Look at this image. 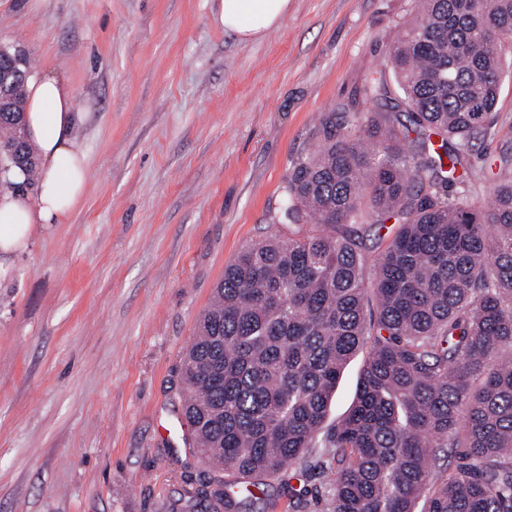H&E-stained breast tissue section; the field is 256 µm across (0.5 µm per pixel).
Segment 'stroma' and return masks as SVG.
<instances>
[{"instance_id": "35a3bbf8", "label": "stroma", "mask_w": 512, "mask_h": 512, "mask_svg": "<svg viewBox=\"0 0 512 512\" xmlns=\"http://www.w3.org/2000/svg\"><path fill=\"white\" fill-rule=\"evenodd\" d=\"M213 0H0V46L69 76L89 164L69 223L0 279V512H182L211 471L178 434L181 362L225 266L287 226L270 215L321 112L387 67L412 0H292L242 45ZM512 152V53L496 122L474 148L486 202ZM367 356L342 373L344 417ZM320 449L268 477L252 512H320Z\"/></svg>"}]
</instances>
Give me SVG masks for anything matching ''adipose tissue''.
Returning a JSON list of instances; mask_svg holds the SVG:
<instances>
[{
  "label": "adipose tissue",
  "mask_w": 512,
  "mask_h": 512,
  "mask_svg": "<svg viewBox=\"0 0 512 512\" xmlns=\"http://www.w3.org/2000/svg\"><path fill=\"white\" fill-rule=\"evenodd\" d=\"M291 0H217L213 17L239 43L260 41L279 29ZM25 124L39 163V179L25 187L14 168L0 177V274L12 257L28 250L43 227L67 223L89 181L86 155L76 146L84 119L75 109V90L61 70L35 72L26 81Z\"/></svg>",
  "instance_id": "obj_1"
}]
</instances>
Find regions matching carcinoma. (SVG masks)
I'll use <instances>...</instances> for the list:
<instances>
[{
    "label": "carcinoma",
    "mask_w": 512,
    "mask_h": 512,
    "mask_svg": "<svg viewBox=\"0 0 512 512\" xmlns=\"http://www.w3.org/2000/svg\"><path fill=\"white\" fill-rule=\"evenodd\" d=\"M388 39L392 91L372 78L317 118L272 224L214 288L182 359L196 454L233 480L190 512H249L262 476L328 450L324 512H512V158L472 206L463 184L494 123L512 0H414ZM25 84L0 145L34 184L19 136ZM392 230L381 233L385 224ZM374 237L383 248L361 253ZM369 352L346 416L319 435L345 366ZM462 449L441 482L439 461Z\"/></svg>",
    "instance_id": "cac0c4a2"
}]
</instances>
